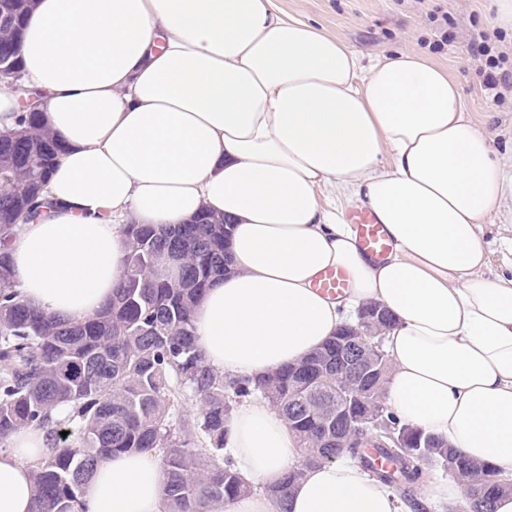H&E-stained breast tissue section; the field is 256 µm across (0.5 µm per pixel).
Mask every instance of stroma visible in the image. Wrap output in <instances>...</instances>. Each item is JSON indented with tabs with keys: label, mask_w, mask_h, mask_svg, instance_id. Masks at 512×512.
<instances>
[{
	"label": "stroma",
	"mask_w": 512,
	"mask_h": 512,
	"mask_svg": "<svg viewBox=\"0 0 512 512\" xmlns=\"http://www.w3.org/2000/svg\"><path fill=\"white\" fill-rule=\"evenodd\" d=\"M286 14L346 40L369 59L411 48L447 69L457 82L467 114L496 135L500 149L512 147V95L493 101L467 52L473 30L489 36L494 50L512 52V30L499 26L494 0H276ZM457 23L454 38L439 45L442 15Z\"/></svg>",
	"instance_id": "obj_1"
}]
</instances>
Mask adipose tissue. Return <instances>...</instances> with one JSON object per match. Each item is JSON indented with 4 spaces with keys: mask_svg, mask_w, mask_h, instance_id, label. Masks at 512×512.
<instances>
[{
    "mask_svg": "<svg viewBox=\"0 0 512 512\" xmlns=\"http://www.w3.org/2000/svg\"><path fill=\"white\" fill-rule=\"evenodd\" d=\"M21 56L65 146L52 208L7 249L26 303L85 320L124 272L125 225L230 218L231 267L195 306L207 364L252 378L300 362L380 304L396 320L388 407L512 474V269L489 273L484 236L512 223V160L446 69L411 49L363 59L274 0H34ZM328 192L385 225L386 261L363 254ZM330 268L352 283L344 298L313 286ZM45 448L29 427L0 450V512H31ZM226 452L254 489L222 512H276L269 488L300 467L283 417L243 403ZM163 483L157 450L119 453L84 499L88 512H161ZM288 512L398 501L341 459L305 469Z\"/></svg>",
    "mask_w": 512,
    "mask_h": 512,
    "instance_id": "1",
    "label": "adipose tissue"
}]
</instances>
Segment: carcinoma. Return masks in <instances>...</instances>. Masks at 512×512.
<instances>
[{
  "label": "carcinoma",
  "mask_w": 512,
  "mask_h": 512,
  "mask_svg": "<svg viewBox=\"0 0 512 512\" xmlns=\"http://www.w3.org/2000/svg\"><path fill=\"white\" fill-rule=\"evenodd\" d=\"M32 0H0V56L21 72L20 47ZM63 152L58 136L28 112L22 126L0 133V445L21 427L44 431L52 442L36 464L34 512H86L84 484L99 460L141 449L162 453L163 512H218L251 484L224 454L237 406L265 399L290 425L301 468L269 490L288 512L291 484L302 469L348 457L391 488L411 512L435 468L461 486L450 512H494L511 492L488 477L497 470L471 460L442 439L399 419L387 406L391 370L385 334L392 316L361 308L379 342L374 375L336 365L338 332L303 361L253 379L232 378L205 363L195 345L196 299L230 263L224 218L203 214L197 224H127L130 250L112 299L96 315L68 323L25 303L4 249L23 224L51 206L49 175ZM310 385L318 413L301 409L298 383ZM190 391L201 411L195 433L179 430L180 396ZM358 411L350 426L361 441L344 448L322 443L336 400ZM78 432L73 442L60 429Z\"/></svg>",
  "instance_id": "carcinoma-1"
}]
</instances>
